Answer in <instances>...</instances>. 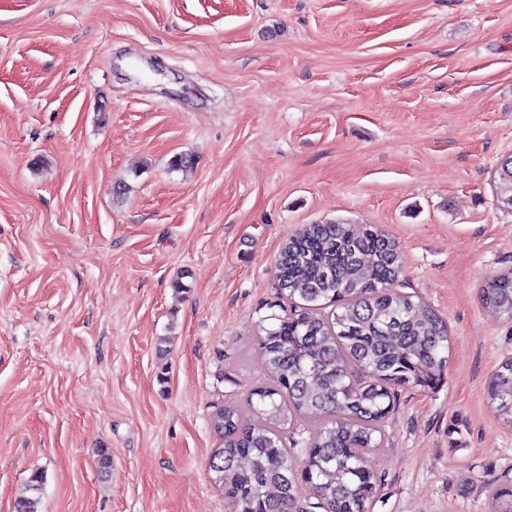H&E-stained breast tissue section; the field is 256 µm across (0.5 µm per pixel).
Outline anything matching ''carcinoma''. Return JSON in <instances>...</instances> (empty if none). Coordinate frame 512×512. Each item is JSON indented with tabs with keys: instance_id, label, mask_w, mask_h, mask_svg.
Listing matches in <instances>:
<instances>
[{
	"instance_id": "1",
	"label": "carcinoma",
	"mask_w": 512,
	"mask_h": 512,
	"mask_svg": "<svg viewBox=\"0 0 512 512\" xmlns=\"http://www.w3.org/2000/svg\"><path fill=\"white\" fill-rule=\"evenodd\" d=\"M496 203L512 212V156L497 168ZM399 244L377 226L310 224L285 244L278 285L301 303L259 343L269 384L252 390L247 407L229 404L211 416L219 438L210 461L214 484L234 512H293L305 492L324 512H369L378 494L376 433L390 413L393 386L434 390L444 380L448 327L421 301L396 291ZM483 302L512 321V268L494 274ZM336 310L327 317L322 306ZM488 396L512 427V358L492 375ZM319 420L293 441L304 457L296 471L282 430ZM45 476L27 482L14 512H37ZM495 512H512V481L489 491Z\"/></svg>"
}]
</instances>
